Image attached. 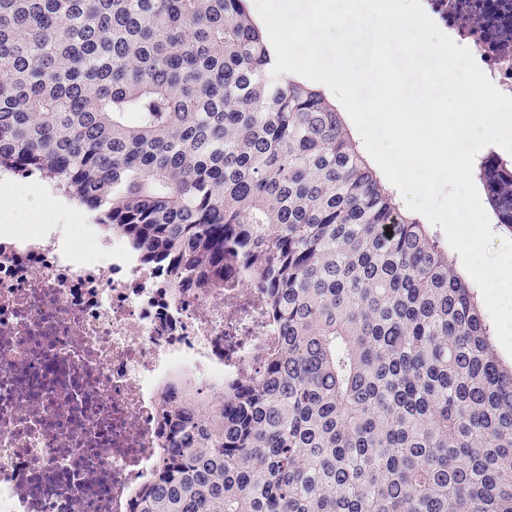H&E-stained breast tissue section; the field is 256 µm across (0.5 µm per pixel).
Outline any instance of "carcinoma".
I'll return each instance as SVG.
<instances>
[{
	"instance_id": "1",
	"label": "carcinoma",
	"mask_w": 512,
	"mask_h": 512,
	"mask_svg": "<svg viewBox=\"0 0 512 512\" xmlns=\"http://www.w3.org/2000/svg\"><path fill=\"white\" fill-rule=\"evenodd\" d=\"M246 0H0V169L178 287L257 277L261 374L178 378L133 512H512V367L428 225ZM512 233V162L480 160Z\"/></svg>"
}]
</instances>
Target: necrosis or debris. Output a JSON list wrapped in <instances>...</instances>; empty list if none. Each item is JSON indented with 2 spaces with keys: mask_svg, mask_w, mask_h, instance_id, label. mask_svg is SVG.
<instances>
[{
  "mask_svg": "<svg viewBox=\"0 0 512 512\" xmlns=\"http://www.w3.org/2000/svg\"><path fill=\"white\" fill-rule=\"evenodd\" d=\"M512 95V0H422ZM103 267L37 232L0 233V512H132L153 478L157 389L183 375L210 391L250 378L276 333L259 287L177 288L130 259Z\"/></svg>",
  "mask_w": 512,
  "mask_h": 512,
  "instance_id": "obj_1",
  "label": "necrosis or debris"
}]
</instances>
